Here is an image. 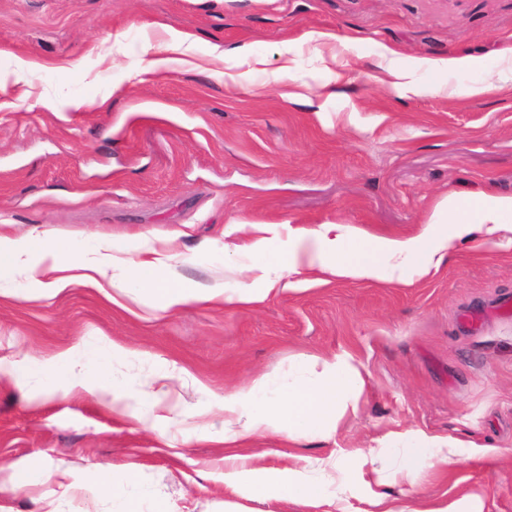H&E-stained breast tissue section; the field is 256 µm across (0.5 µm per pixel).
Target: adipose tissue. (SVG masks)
I'll return each mask as SVG.
<instances>
[{
  "label": "adipose tissue",
  "mask_w": 512,
  "mask_h": 512,
  "mask_svg": "<svg viewBox=\"0 0 512 512\" xmlns=\"http://www.w3.org/2000/svg\"><path fill=\"white\" fill-rule=\"evenodd\" d=\"M389 86L399 97L451 92L469 99L512 92V53L503 55L497 67L479 81L449 85L448 75L455 69L472 67L468 58H420L407 66L397 65L392 50L382 52ZM429 76L419 83L417 72ZM258 239L249 246L255 262L249 271L254 287L226 292L223 285L196 288L166 280L183 250L177 239L161 245L142 244L136 257H128L124 248L111 239H98L91 249L72 247L69 263L61 261V245L48 229H32L24 237L0 235V280L23 279L36 294H55L72 279L63 267L77 271L79 280L107 286L113 292L129 294L132 285L157 300L164 309H176L191 303L224 306L249 305L262 301L272 291L279 277L316 270L337 278L387 281L410 284L436 271L446 262L459 241L479 240L486 244L512 234V196L482 190L469 196L449 193L437 199L418 231L410 235H377L347 224H322L315 228L289 227L288 246L273 260H265L268 237L278 236L276 224L258 225ZM311 374L308 382L290 387L275 400L263 402L259 396L267 386L258 378L234 392L225 394L223 436L229 453L224 457L228 486L240 496L262 500L281 493L299 504L321 502L346 512L329 491L330 485H346L348 470L337 458L322 460L319 472L306 475L298 471L283 475H257L248 468L246 458L234 454L237 445L256 435L276 433L299 444L313 437L330 436L348 412L356 410L363 395L365 380L355 358L347 352L324 358L305 357ZM111 362L102 358L96 374H86L77 354L70 349L55 353L41 366L48 383L63 395L87 393L108 404L114 415L133 417V395L119 394L109 379ZM399 472L407 482H415L419 460H426L437 474H447L458 460L457 443L449 438L412 434Z\"/></svg>",
  "instance_id": "adipose-tissue-1"
}]
</instances>
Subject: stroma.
<instances>
[{
    "label": "stroma",
    "instance_id": "1",
    "mask_svg": "<svg viewBox=\"0 0 512 512\" xmlns=\"http://www.w3.org/2000/svg\"><path fill=\"white\" fill-rule=\"evenodd\" d=\"M170 27L192 46L143 74ZM312 31L353 41L316 50ZM243 46L264 63L239 86L225 76ZM384 46L401 64L479 59L448 81L480 80L512 48V0H0V231L121 246L176 237L194 255L175 283L233 290L252 260L251 225L408 235L445 194L512 195V95L397 99L376 80ZM288 47L295 67L272 81ZM331 64L343 77L326 98ZM106 96L111 108H98ZM17 288L0 300V357L115 345L114 383L133 392L170 371L177 407L138 403L139 423L88 394L30 406L36 376L0 383V467L51 474L0 493V512H119L94 490L106 464L133 467L143 512L157 498L175 512H224L241 497L224 482L223 445L199 438L221 430L220 397L260 377L287 390L307 377L301 356L343 351L364 366L356 412L326 439H253L251 468L301 470L335 452L353 474L341 491L350 512H370L378 493L403 512L464 496L512 512V245L458 244L402 288L305 272L249 308L119 306L84 282L49 297ZM406 429L460 443L447 478L422 462L410 484L357 456L397 457L386 436Z\"/></svg>",
    "mask_w": 512,
    "mask_h": 512
}]
</instances>
